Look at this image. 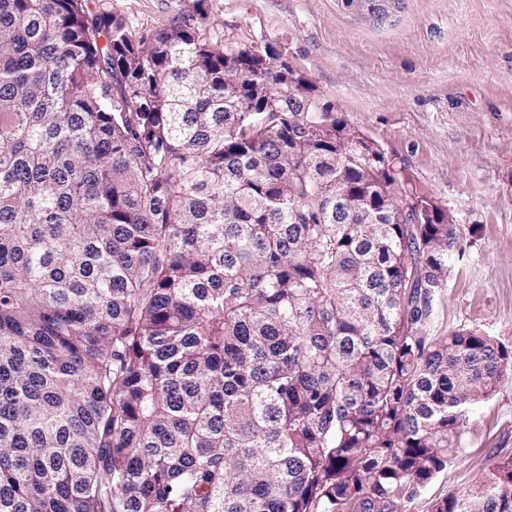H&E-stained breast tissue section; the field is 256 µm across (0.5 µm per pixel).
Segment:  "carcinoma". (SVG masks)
I'll return each mask as SVG.
<instances>
[{
  "label": "carcinoma",
  "instance_id": "obj_1",
  "mask_svg": "<svg viewBox=\"0 0 512 512\" xmlns=\"http://www.w3.org/2000/svg\"><path fill=\"white\" fill-rule=\"evenodd\" d=\"M89 2L0 0V512H411L512 372L430 335L447 214L351 220L275 46ZM431 512H512V457Z\"/></svg>",
  "mask_w": 512,
  "mask_h": 512
}]
</instances>
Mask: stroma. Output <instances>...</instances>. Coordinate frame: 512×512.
I'll use <instances>...</instances> for the list:
<instances>
[{
	"label": "stroma",
	"mask_w": 512,
	"mask_h": 512,
	"mask_svg": "<svg viewBox=\"0 0 512 512\" xmlns=\"http://www.w3.org/2000/svg\"><path fill=\"white\" fill-rule=\"evenodd\" d=\"M133 36L205 19V32L270 43L391 159L398 199L446 212L448 265L435 336L476 329L512 347V0H399L383 22L345 0H94ZM463 451L413 512L512 456V374L473 406Z\"/></svg>",
	"instance_id": "35a3bbf8"
}]
</instances>
